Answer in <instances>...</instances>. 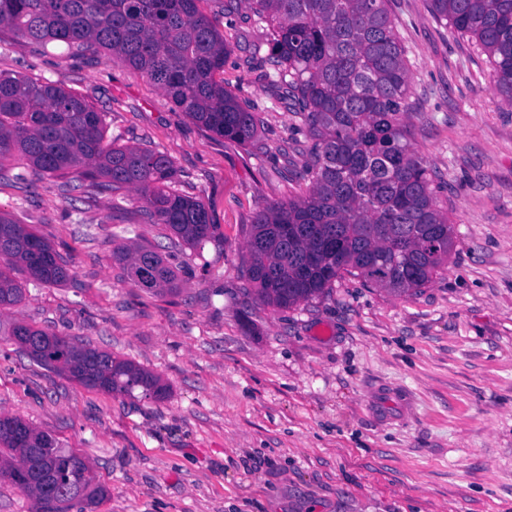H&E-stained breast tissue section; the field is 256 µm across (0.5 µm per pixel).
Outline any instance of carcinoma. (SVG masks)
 <instances>
[{
  "label": "carcinoma",
  "instance_id": "cac0c4a2",
  "mask_svg": "<svg viewBox=\"0 0 512 512\" xmlns=\"http://www.w3.org/2000/svg\"><path fill=\"white\" fill-rule=\"evenodd\" d=\"M199 0H0V32L88 46L127 61L191 120L240 144L260 119L216 74L227 39ZM266 24L270 51L261 80L308 128L306 192L262 207L251 225L248 278L261 304L313 300L345 274L399 295L425 286L448 264L453 227L437 204L432 172L413 150L404 122L410 69L387 0H245ZM432 14L481 46L502 100L512 106V0H430ZM104 114L84 97L40 78L0 72V177L19 161L49 178L71 173L99 190L129 186L149 215L190 247L215 226L200 200L171 190L173 164L156 151L105 138ZM127 279L147 292H175L176 272L143 247L112 251ZM43 286L67 279V261L30 225L0 212V307L22 301L17 274ZM20 349L80 384L111 394L160 399L168 385L129 360L75 344L24 322ZM64 478L51 500L42 485ZM0 479L35 500L34 512H87L105 495L86 462L18 417L0 416Z\"/></svg>",
  "mask_w": 512,
  "mask_h": 512
}]
</instances>
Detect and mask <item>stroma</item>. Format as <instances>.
I'll return each instance as SVG.
<instances>
[{
    "instance_id": "35a3bbf8",
    "label": "stroma",
    "mask_w": 512,
    "mask_h": 512,
    "mask_svg": "<svg viewBox=\"0 0 512 512\" xmlns=\"http://www.w3.org/2000/svg\"><path fill=\"white\" fill-rule=\"evenodd\" d=\"M225 2L199 7L230 37L225 88L261 113L247 145L103 50L0 43L1 72L77 92L105 113L107 138L167 154L173 190L218 228L194 249L147 218L135 190L29 169L0 182V210L70 270L0 309V416L86 461L106 488L94 512H512V107L485 54L429 0H389L411 70L410 142L453 226L447 268L407 295L347 276L312 302L260 306L245 276L251 226L304 189L312 141L251 67L263 27ZM129 239L167 260L177 292L128 282L112 250ZM19 321L133 361L168 393L72 381L17 348Z\"/></svg>"
}]
</instances>
